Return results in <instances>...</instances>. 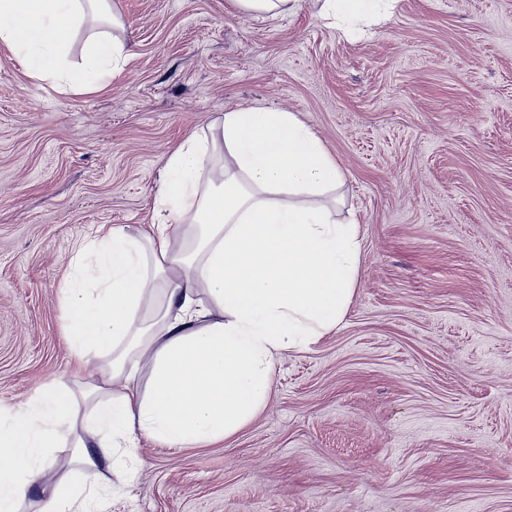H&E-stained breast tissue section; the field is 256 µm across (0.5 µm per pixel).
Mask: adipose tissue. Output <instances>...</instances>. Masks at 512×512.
Instances as JSON below:
<instances>
[{
    "instance_id": "1",
    "label": "adipose tissue",
    "mask_w": 512,
    "mask_h": 512,
    "mask_svg": "<svg viewBox=\"0 0 512 512\" xmlns=\"http://www.w3.org/2000/svg\"><path fill=\"white\" fill-rule=\"evenodd\" d=\"M113 22L112 0H0V44L54 89L99 90L128 61L126 43L93 34L79 63L73 33L87 17ZM226 155L205 168L214 150ZM159 202L169 218L135 237L121 225L82 240L59 303L72 361L95 381L74 393L48 384L0 407V512H20L58 464L78 399L91 401L83 471L130 479L141 438L201 448L264 409L284 351L344 321L360 266L358 225L342 224L328 194L344 175L321 138L284 108L238 107L205 138L167 159ZM43 512H92L78 480H61Z\"/></svg>"
}]
</instances>
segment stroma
<instances>
[{"label":"stroma","mask_w":512,"mask_h":512,"mask_svg":"<svg viewBox=\"0 0 512 512\" xmlns=\"http://www.w3.org/2000/svg\"><path fill=\"white\" fill-rule=\"evenodd\" d=\"M132 57L60 94L0 45V404L92 379L57 305L75 244L162 221L168 155L282 107L344 173L362 254L343 323L277 361L265 409L204 448L141 440L97 512H512V0H396L366 35L320 0H112ZM238 9L248 14L278 18L295 13L303 0H235Z\"/></svg>","instance_id":"stroma-1"}]
</instances>
